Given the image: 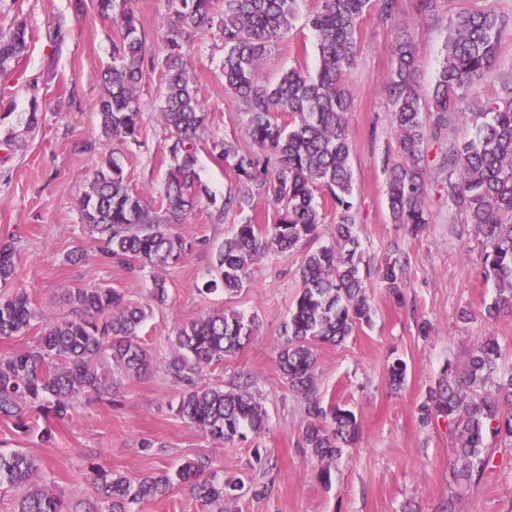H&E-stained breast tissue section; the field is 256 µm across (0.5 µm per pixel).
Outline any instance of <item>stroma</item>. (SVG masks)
I'll use <instances>...</instances> for the list:
<instances>
[{
	"instance_id": "1",
	"label": "stroma",
	"mask_w": 512,
	"mask_h": 512,
	"mask_svg": "<svg viewBox=\"0 0 512 512\" xmlns=\"http://www.w3.org/2000/svg\"><path fill=\"white\" fill-rule=\"evenodd\" d=\"M75 0H0V9L24 16L30 29L28 53L21 64L0 74V103L13 105L12 122L20 149L0 148V238L21 236L16 276L10 287L26 288L41 317L25 333L0 340V354L32 346L46 322L72 312L69 294L79 288H118L133 301L145 300L151 286L149 272L134 274L128 266L104 262L99 243L84 232L79 200L100 166L102 150L84 151L97 141L100 72L112 61V45L121 36L120 22L101 16L95 0H84L76 13ZM141 21L150 54L163 56V35L169 15L167 0H131ZM318 0H301L292 28L267 57L261 70L275 82L289 68L314 70L317 40L307 18ZM495 8L508 24L503 48L493 73L465 96L461 107L477 106L501 91L512 79V0H439L434 18H422L416 0H395L391 17L378 10L366 13L357 32L358 53L346 86L350 92L347 126L351 141L353 202L356 233L364 252L362 274L373 308L371 325L356 330L342 344L317 349L316 393L323 403L351 410L358 437L345 446L331 467L329 483L318 478L320 468L303 442L307 423L303 397L289 388L276 362L280 331L299 293L298 269L313 243L275 252L253 270L247 286L234 295H201L196 286L211 278L214 253L234 229L233 217L212 222L206 209L187 214L177 232L197 240L192 253L162 269L168 287L164 306L154 308L140 331V341L153 354L152 371L123 380L111 402L87 398L56 425V442L42 446L37 433L42 415L27 411L29 431L20 434L12 422L0 419V451L26 449L40 460L44 483L69 499H87L93 491L89 466L128 476L146 475L204 458L225 478L240 479V496L217 507L197 499L188 487L168 496L141 502L137 512H439L454 500L456 512H512V441L493 442L491 463L479 484L463 489L450 483L455 462L453 440L444 421L422 424L418 407L447 365L466 361L470 351L487 337H495L503 365L512 368V316L489 321L485 305L495 296L482 276L484 247L466 217L452 209L446 193V169L440 161L459 138L458 123L438 136H427L429 166L426 206L431 222L419 236L395 223L386 203L385 159L395 153L391 101L385 78L393 66L397 40L410 36L416 46L417 85L429 95L446 52L450 23L462 10ZM69 30L63 48L49 38L54 28ZM201 81L202 105L215 136L252 150L242 103L225 93L221 67L224 41L216 30L203 31L190 52ZM37 82L45 116L35 132H27V86ZM164 83L159 70H145L138 88L142 122L137 145L125 149L130 184L148 190L158 203L165 173L163 145L167 132L159 106ZM407 253L403 304H394L377 273L391 245ZM83 254L76 265L67 257ZM224 306L257 316L260 327L242 350L212 366L206 383L225 388L248 384L268 414L265 432L224 445L205 438L176 413L181 391L166 377L162 363L170 351L174 327L205 310ZM471 317L463 321L460 310ZM431 331L419 333L421 323ZM407 365L400 388L388 382L394 360ZM158 441L145 451L141 440ZM262 456L264 468L253 466Z\"/></svg>"
}]
</instances>
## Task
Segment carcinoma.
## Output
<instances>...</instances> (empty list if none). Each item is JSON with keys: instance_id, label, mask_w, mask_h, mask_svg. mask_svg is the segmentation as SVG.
Here are the masks:
<instances>
[{"instance_id": "1", "label": "carcinoma", "mask_w": 512, "mask_h": 512, "mask_svg": "<svg viewBox=\"0 0 512 512\" xmlns=\"http://www.w3.org/2000/svg\"><path fill=\"white\" fill-rule=\"evenodd\" d=\"M128 3L96 0L100 15H116L121 21L112 64L101 73L99 127L109 143H138L137 90L144 67L161 70L160 116L168 132L164 152L169 158L163 196L159 207L150 206L145 192L129 186L122 158L110 151L81 196L79 211L84 231L102 243L104 257L150 268L152 287L142 303L110 287L71 292V317L46 323L33 347L0 355V418L15 420V427L26 432L24 410L40 409L46 422L38 438L51 445L56 436L53 421L65 419L81 397L110 398L122 379L139 377L153 366L139 330L153 306L168 299L158 270L192 249V242L174 230L186 214L206 202L219 221L229 214L237 217L234 232L217 249L214 278L199 289L202 294H234L269 253L289 251L317 237L322 218L315 194L320 192L330 198L336 223L329 228V240L302 259L301 288L280 332L276 365L288 386L306 400L303 440L322 464L318 477L326 483L332 463L354 441L358 425L351 411L325 406L317 398V347L342 343L355 330L371 325L373 318L355 232L346 77L355 61L364 15L373 8L391 15L393 0H319L308 18L318 40L316 71L290 68L275 84L261 80V67L292 27L298 0H223L220 9L216 0H168L165 54L160 59L148 53L141 21ZM213 27L224 40V90L244 104L248 135L257 147L244 152L234 140L210 139L211 152L237 180L219 204L196 172L208 116L199 76L188 60L196 36ZM503 28L504 19L494 9L456 15L428 106L417 90L412 40L395 45L386 80L398 155L397 162L385 166L387 203L394 221L405 225L410 235L423 233L430 223L423 112H429L435 135L454 117L469 127L443 164L448 169V205L464 213L482 237L483 275L496 287L495 298L484 309L489 320L512 313V80L503 82L502 92L486 100L479 112L466 115L460 102L495 67ZM29 35L26 21L18 16L0 27V73L24 58ZM27 93L25 125L32 131L44 116L38 83L30 84ZM11 116V107L0 110V142L17 148ZM258 198L279 206L274 223L262 221ZM20 247L17 237L0 239L1 284L13 280ZM407 266V254L395 245L380 268L396 302L403 300ZM37 318L26 289L0 296V339L25 332ZM258 329L257 317L224 307L175 327L164 371L182 389L176 412L212 441L232 443L247 430L259 434L267 427V413L249 387L226 390L201 382L207 368L244 348ZM501 360L498 342L486 339L464 365H448L446 377L419 405L422 423L439 417L448 422L459 464L452 470L456 484L479 482L491 462L490 440H512V370L501 372ZM41 471L40 461L23 449L0 452V487L23 490L15 512H135L142 501L162 498L185 484L201 501L222 505L244 487L241 480L224 479L202 458L139 477L97 465L90 471L93 497L71 500L39 486Z\"/></svg>"}]
</instances>
